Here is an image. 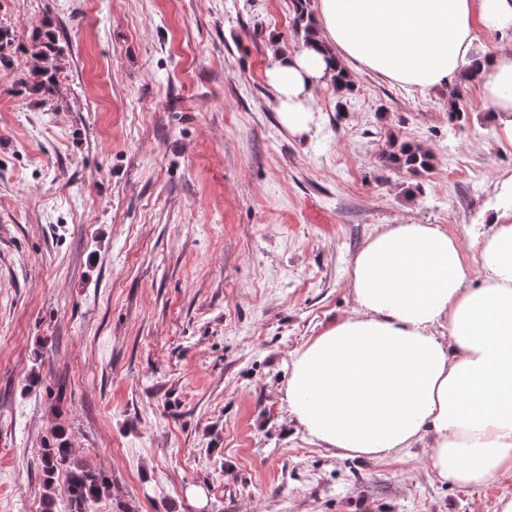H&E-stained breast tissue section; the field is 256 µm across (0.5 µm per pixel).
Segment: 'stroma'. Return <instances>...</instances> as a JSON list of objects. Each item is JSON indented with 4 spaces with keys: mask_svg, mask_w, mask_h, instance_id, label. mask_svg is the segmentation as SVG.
Listing matches in <instances>:
<instances>
[{
    "mask_svg": "<svg viewBox=\"0 0 512 512\" xmlns=\"http://www.w3.org/2000/svg\"><path fill=\"white\" fill-rule=\"evenodd\" d=\"M293 0H0V512H40L65 424L128 512H494L512 481H440L417 443L343 457L289 412L294 353L352 314L353 260L389 224L469 239L512 175L477 82L352 67L288 133L266 70ZM52 102L20 83L45 21ZM429 145L413 175L389 137ZM40 369L36 390L27 387ZM202 489L204 501L192 496Z\"/></svg>",
    "mask_w": 512,
    "mask_h": 512,
    "instance_id": "stroma-1",
    "label": "stroma"
}]
</instances>
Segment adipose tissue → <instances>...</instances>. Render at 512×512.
Masks as SVG:
<instances>
[{
  "mask_svg": "<svg viewBox=\"0 0 512 512\" xmlns=\"http://www.w3.org/2000/svg\"><path fill=\"white\" fill-rule=\"evenodd\" d=\"M316 43L272 44L281 124L308 132L316 90L355 64L403 86H453L475 68L494 128L512 144V0H318ZM470 242L436 224H394L353 261L356 308L293 356L291 414L346 457L393 459L420 441L443 481L512 480V176ZM478 262L479 287L468 284Z\"/></svg>",
  "mask_w": 512,
  "mask_h": 512,
  "instance_id": "1",
  "label": "adipose tissue"
}]
</instances>
